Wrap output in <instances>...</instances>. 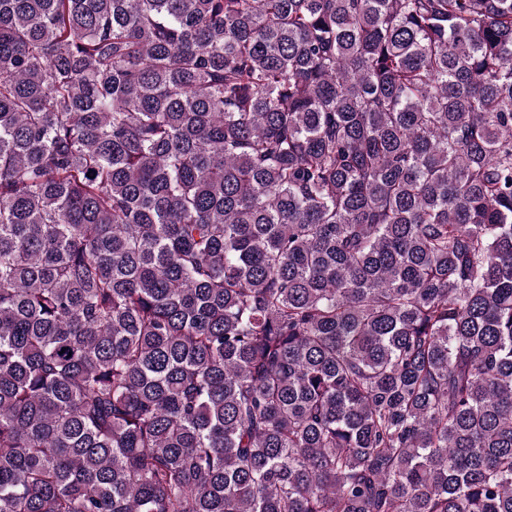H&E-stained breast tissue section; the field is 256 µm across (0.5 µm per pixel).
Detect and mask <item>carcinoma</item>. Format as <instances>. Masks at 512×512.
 Here are the masks:
<instances>
[{
  "label": "carcinoma",
  "instance_id": "cac0c4a2",
  "mask_svg": "<svg viewBox=\"0 0 512 512\" xmlns=\"http://www.w3.org/2000/svg\"><path fill=\"white\" fill-rule=\"evenodd\" d=\"M0 512H512V0H0Z\"/></svg>",
  "mask_w": 512,
  "mask_h": 512
}]
</instances>
